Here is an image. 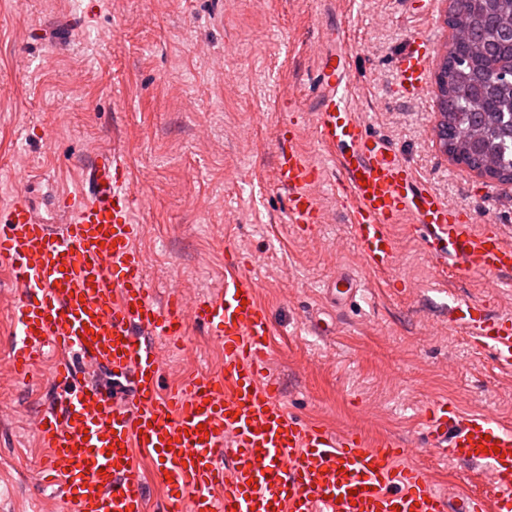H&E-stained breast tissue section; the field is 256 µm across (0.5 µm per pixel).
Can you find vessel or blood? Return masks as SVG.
Returning a JSON list of instances; mask_svg holds the SVG:
<instances>
[{"instance_id":"obj_1","label":"vessel or blood","mask_w":512,"mask_h":512,"mask_svg":"<svg viewBox=\"0 0 512 512\" xmlns=\"http://www.w3.org/2000/svg\"><path fill=\"white\" fill-rule=\"evenodd\" d=\"M429 38L412 36L396 63L404 100L430 87ZM348 47L322 45L313 85L314 125L332 155L365 266L388 270L390 226L411 217L440 271L454 279L512 275V242L499 229H475L405 159L372 140L351 99ZM276 179L288 191L297 231L323 223L320 168L282 137ZM86 190L61 198L67 219L53 232L23 198L0 209V266L25 293L13 304L10 359L32 378L46 350L78 352L116 370L134 404L118 408L99 387L60 393L36 425L50 450L38 476L64 488L66 512H145L136 453L168 477L161 512H512V423L432 402L420 425L444 460L477 466L486 487L447 498L426 467L409 463L403 442L331 431L289 412L267 372L274 327L248 269L228 267L221 288L185 312L179 295L157 304L148 286L131 217L122 153L101 151ZM195 319L224 346L220 372L163 390L157 339L179 340ZM451 322L497 368L512 373V318L460 301ZM491 452H481V445Z\"/></svg>"}]
</instances>
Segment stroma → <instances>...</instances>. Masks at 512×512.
<instances>
[{"label": "stroma", "instance_id": "35a3bbf8", "mask_svg": "<svg viewBox=\"0 0 512 512\" xmlns=\"http://www.w3.org/2000/svg\"><path fill=\"white\" fill-rule=\"evenodd\" d=\"M0 0V208L23 194L54 227L58 195L75 191L95 155L120 149L131 172L137 243L157 303L185 307L218 287L228 263L245 265L275 329L270 374L297 416L333 430L406 443L439 487L478 484L440 463L420 435L430 403L486 410L512 422V376L448 320L449 293L512 316V290L466 277L452 288L409 217L393 224V266L369 273L346 218V197L320 188L326 223L295 232L288 193L274 181L282 132L322 166L311 88L320 43L348 28L349 70L371 135L388 140L475 228L512 235V184L454 162L437 135L435 93L399 98L393 62L416 29L436 56L448 48L446 0ZM359 275L353 299L332 306L339 275ZM0 269V512H64L60 487L38 471L47 450L35 425L49 409L56 354L24 383L9 368L8 314L17 295ZM164 386L220 370L224 349L199 324L160 342Z\"/></svg>", "mask_w": 512, "mask_h": 512}]
</instances>
